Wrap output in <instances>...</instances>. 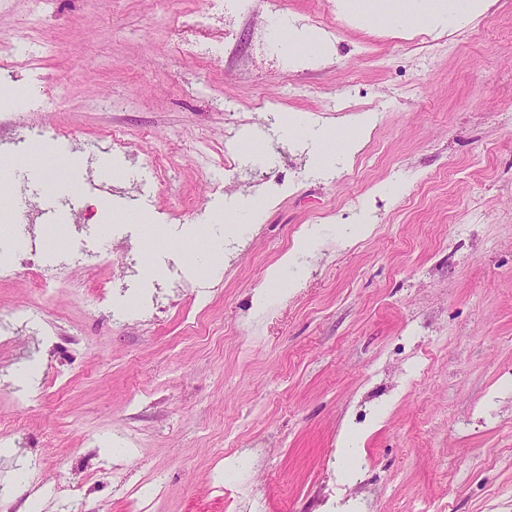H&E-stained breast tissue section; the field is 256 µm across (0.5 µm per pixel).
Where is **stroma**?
Listing matches in <instances>:
<instances>
[{
	"label": "stroma",
	"instance_id": "obj_1",
	"mask_svg": "<svg viewBox=\"0 0 512 512\" xmlns=\"http://www.w3.org/2000/svg\"><path fill=\"white\" fill-rule=\"evenodd\" d=\"M358 4L250 0L203 65L169 29L204 0H0L33 60L0 123L48 147L0 140V217L65 161L95 213L33 249L0 233V321L42 324L0 347V512H128L146 481L149 512H512V0L442 31ZM260 34L287 78L255 66ZM331 128L338 164L312 138ZM305 230L308 263L268 280ZM78 244L145 270L101 294ZM59 250L47 294L22 259ZM346 425L371 430L347 478Z\"/></svg>",
	"mask_w": 512,
	"mask_h": 512
}]
</instances>
